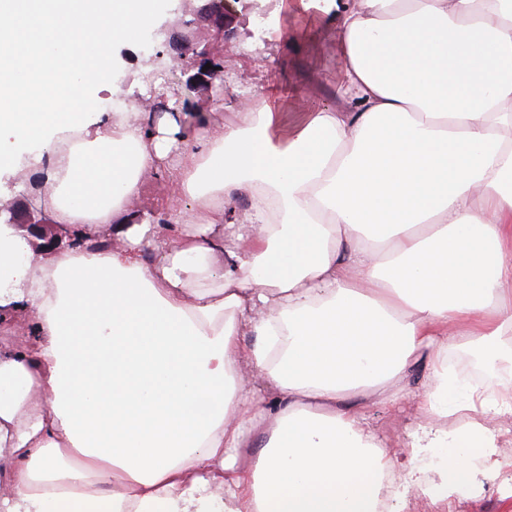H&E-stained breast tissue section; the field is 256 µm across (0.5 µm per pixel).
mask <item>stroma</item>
I'll return each instance as SVG.
<instances>
[{"label": "stroma", "instance_id": "stroma-1", "mask_svg": "<svg viewBox=\"0 0 512 512\" xmlns=\"http://www.w3.org/2000/svg\"><path fill=\"white\" fill-rule=\"evenodd\" d=\"M269 20L282 28L300 29L299 37H283L270 41L261 34V20L246 9L243 0H232L230 7L237 16V36L222 42L214 27L200 24L190 31L193 42L214 46L233 65L224 78V95L216 97L192 80L195 72L190 57L169 55L164 69L169 93L175 94L189 112L206 117L207 121L220 124L226 115L221 103L237 100L241 96L260 90L275 82L288 92V102L282 111L283 128L300 124L306 112L313 108L336 102L335 81L340 67L334 41V25L324 23L309 27L306 16L288 17L282 0H263ZM155 50L146 38L118 47L114 52L109 78L115 88L114 95H101L100 108L121 107L126 98L142 85L146 65L150 64ZM0 151L10 153L14 165L0 170V218L9 219L17 207L35 198V185L40 171L35 160L41 154L39 145L0 137ZM172 187L166 180L149 183L144 191L130 202V214L137 223L158 224L165 217L163 198L169 197ZM416 419V408L411 401L403 400L389 412L369 410L370 428L387 445L393 457H400L407 429ZM407 512H512V479L504 480L495 473L480 475L475 488L449 499L433 503L429 498L410 494Z\"/></svg>", "mask_w": 512, "mask_h": 512}]
</instances>
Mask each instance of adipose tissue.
I'll list each match as a JSON object with an SVG mask.
<instances>
[{
	"label": "adipose tissue",
	"instance_id": "obj_1",
	"mask_svg": "<svg viewBox=\"0 0 512 512\" xmlns=\"http://www.w3.org/2000/svg\"><path fill=\"white\" fill-rule=\"evenodd\" d=\"M282 2L334 23L337 105L286 131L272 86L186 145L95 109L152 0H0V132L42 144L58 227L45 257L0 227V512H403L497 455L512 0ZM159 172L162 238L126 208ZM106 224L122 247L96 246ZM402 399L423 420L398 461L365 408Z\"/></svg>",
	"mask_w": 512,
	"mask_h": 512
}]
</instances>
